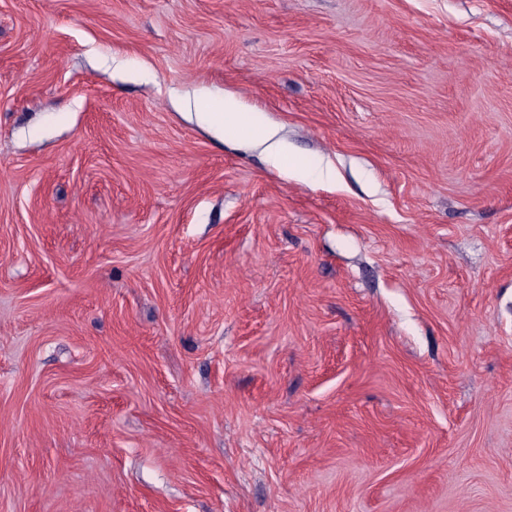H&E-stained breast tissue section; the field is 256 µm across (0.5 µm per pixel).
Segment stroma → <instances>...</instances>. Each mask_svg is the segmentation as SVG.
I'll return each instance as SVG.
<instances>
[{"label": "stroma", "instance_id": "1", "mask_svg": "<svg viewBox=\"0 0 512 512\" xmlns=\"http://www.w3.org/2000/svg\"><path fill=\"white\" fill-rule=\"evenodd\" d=\"M0 512H512V0H0ZM196 117L220 134L236 138L244 147L260 150L268 163L284 170L289 179L303 184L335 183L336 169L326 165L314 169L293 156L291 144L277 127L255 122L244 112L241 102L232 95L208 100L206 112H195Z\"/></svg>", "mask_w": 512, "mask_h": 512}]
</instances>
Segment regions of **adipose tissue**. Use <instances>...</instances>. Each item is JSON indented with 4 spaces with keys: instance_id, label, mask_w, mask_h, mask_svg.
Wrapping results in <instances>:
<instances>
[{
    "instance_id": "adipose-tissue-1",
    "label": "adipose tissue",
    "mask_w": 512,
    "mask_h": 512,
    "mask_svg": "<svg viewBox=\"0 0 512 512\" xmlns=\"http://www.w3.org/2000/svg\"><path fill=\"white\" fill-rule=\"evenodd\" d=\"M197 118L216 132L236 138L244 147L260 150L272 167L284 170L295 182L332 183L336 180L334 167L314 169L295 158L281 130L255 122L234 96L207 101L205 111L198 113Z\"/></svg>"
}]
</instances>
